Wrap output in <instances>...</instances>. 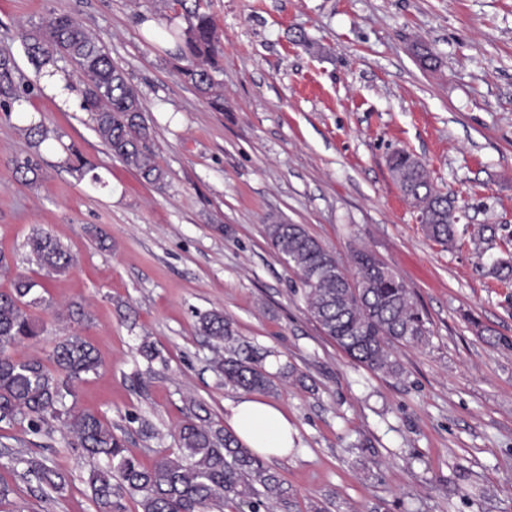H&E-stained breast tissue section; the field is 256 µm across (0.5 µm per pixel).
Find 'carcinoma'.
I'll list each match as a JSON object with an SVG mask.
<instances>
[{"label": "carcinoma", "instance_id": "1", "mask_svg": "<svg viewBox=\"0 0 512 512\" xmlns=\"http://www.w3.org/2000/svg\"><path fill=\"white\" fill-rule=\"evenodd\" d=\"M184 12L181 69L184 81L216 111L224 110L219 38L201 0H175ZM25 53L36 73L47 61L60 64L66 89L80 99V108L91 114L93 130L112 155L145 183L161 187L166 173L147 148L148 128L139 94L124 69L112 60L99 38L67 14L51 13L25 39ZM43 88L21 79L15 58L0 54V112L12 116L14 106ZM34 152L15 160V173L28 186L42 180L40 149L58 139L39 121L23 126ZM78 179L90 177L103 184L83 154L71 147L63 161ZM390 170L404 197L419 212L427 236L446 246L455 242L458 207L448 194L433 186L425 165L407 152L389 159ZM268 242L274 253L293 266L304 284L309 315L323 332L355 361L373 371L395 373L398 364L389 347L423 342L429 329L415 307L411 293L392 270L373 255L354 256L355 278L347 275L336 255L327 250L300 224H269ZM28 262L44 275L64 274L74 257L49 230L34 227L25 239ZM46 289L30 277H18L11 288L0 291V423L23 425L39 434L59 421L72 435L76 448L89 464L88 484L97 512H125L124 495L138 497L141 512H211L226 505L235 512H297L296 498L282 480L240 443L233 432L201 415L204 407L190 402L189 413L177 426V451L160 450L146 465L127 446L126 435L112 430V423L89 412L66 407L76 397L75 383L101 366L95 348L73 334L59 340L47 359H16L9 350L36 340L44 331L32 314L50 309L51 299L37 293ZM197 331L224 354L213 360V369L224 385L245 391L273 393L274 377L265 369L266 355L242 346L232 323L220 311L198 316ZM26 471L52 491L64 480L37 457L21 459Z\"/></svg>", "mask_w": 512, "mask_h": 512}]
</instances>
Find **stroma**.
<instances>
[{
	"mask_svg": "<svg viewBox=\"0 0 512 512\" xmlns=\"http://www.w3.org/2000/svg\"><path fill=\"white\" fill-rule=\"evenodd\" d=\"M223 48L224 109L177 73L186 27L155 0H0V53L37 76L22 41L50 12L92 30L137 88L157 188L113 157L89 113L31 98L61 135L41 152L44 180L14 173L31 147L0 114V248L30 274L23 242L41 226L75 257L46 278V330L15 348L46 355L81 334L98 372L76 386L79 408L127 433L143 463L175 447L189 401L216 422L233 397L210 367L198 314L228 317L265 352L279 405L296 430L268 460L300 512H512V279L492 274L512 251V0H203ZM431 51L434 68L419 55ZM76 145L104 184L65 168ZM405 151L462 209L453 246L426 237L388 166ZM299 224L347 273L366 250L410 289L430 329L395 347L394 374L354 361L310 317L298 272L275 256L270 224ZM91 316L84 326L69 307ZM154 342L163 359L137 349ZM290 376H283V368ZM63 474L43 497L18 455ZM87 471L62 431L0 423V512H96Z\"/></svg>",
	"mask_w": 512,
	"mask_h": 512,
	"instance_id": "stroma-1",
	"label": "stroma"
}]
</instances>
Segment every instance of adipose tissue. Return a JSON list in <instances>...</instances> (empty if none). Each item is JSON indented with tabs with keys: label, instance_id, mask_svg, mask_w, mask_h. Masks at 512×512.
<instances>
[{
	"label": "adipose tissue",
	"instance_id": "obj_1",
	"mask_svg": "<svg viewBox=\"0 0 512 512\" xmlns=\"http://www.w3.org/2000/svg\"><path fill=\"white\" fill-rule=\"evenodd\" d=\"M224 421L238 440L260 457H285L294 445L296 431L287 416L261 396L242 392L225 402Z\"/></svg>",
	"mask_w": 512,
	"mask_h": 512
}]
</instances>
